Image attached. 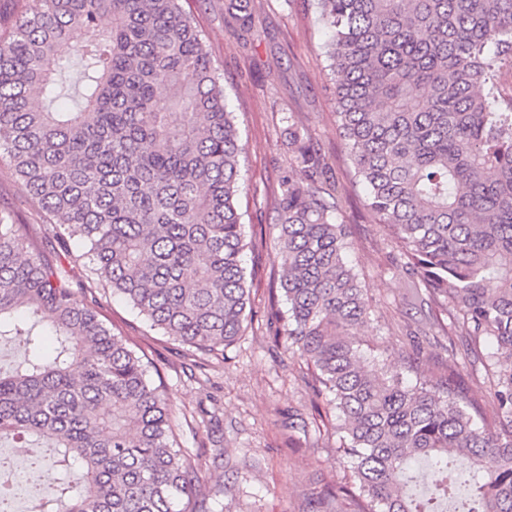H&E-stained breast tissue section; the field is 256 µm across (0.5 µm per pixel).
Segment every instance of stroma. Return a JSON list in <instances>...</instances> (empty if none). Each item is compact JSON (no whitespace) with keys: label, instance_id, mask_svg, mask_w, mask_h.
I'll return each mask as SVG.
<instances>
[{"label":"stroma","instance_id":"1","mask_svg":"<svg viewBox=\"0 0 512 512\" xmlns=\"http://www.w3.org/2000/svg\"><path fill=\"white\" fill-rule=\"evenodd\" d=\"M227 0H182L205 36L214 66L230 93L241 143L245 188L240 196L253 321L223 356L206 355L151 329L123 300L102 302L101 318L159 370L167 387L178 442L197 448L200 492L210 512H300L306 497L343 471L337 437L325 426L300 361L273 340L267 323L270 288L280 274L274 198L289 169L292 147L283 112L295 113L325 154L339 190L349 191L348 256L370 300L364 343L397 353L404 324L417 313L401 299L407 277L383 225L364 208L363 188L336 135V106L326 91L325 40L306 0H262L249 40ZM21 223L43 213L10 169L0 164V209Z\"/></svg>","mask_w":512,"mask_h":512}]
</instances>
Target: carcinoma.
Segmentation results:
<instances>
[{
  "label": "carcinoma",
  "instance_id": "cac0c4a2",
  "mask_svg": "<svg viewBox=\"0 0 512 512\" xmlns=\"http://www.w3.org/2000/svg\"><path fill=\"white\" fill-rule=\"evenodd\" d=\"M310 2L336 131L423 319L405 326L403 367L363 351L370 304L336 183L283 113L301 176L276 197L288 310L270 318L331 396L344 471L306 512H512V98L498 94L512 0ZM228 8L250 32L249 5ZM242 153L181 0H34L0 40V162L46 218L33 236L0 211V343L24 348L0 371V440L53 460L41 512H209L164 386L100 318L95 288L183 345L230 347L250 306ZM456 332L463 357L441 343ZM425 343L447 353L441 369L419 361ZM468 360L491 415L462 385Z\"/></svg>",
  "mask_w": 512,
  "mask_h": 512
}]
</instances>
